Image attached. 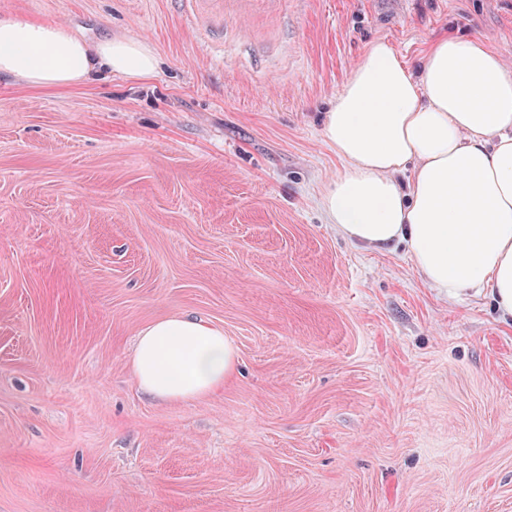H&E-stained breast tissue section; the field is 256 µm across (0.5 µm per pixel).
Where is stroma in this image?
I'll use <instances>...</instances> for the list:
<instances>
[{"instance_id": "obj_1", "label": "stroma", "mask_w": 512, "mask_h": 512, "mask_svg": "<svg viewBox=\"0 0 512 512\" xmlns=\"http://www.w3.org/2000/svg\"><path fill=\"white\" fill-rule=\"evenodd\" d=\"M148 43L156 74L0 75V512H512V325L321 196L320 114L369 45L408 67L512 0H0ZM186 314L239 363L160 402L135 339Z\"/></svg>"}]
</instances>
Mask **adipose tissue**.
Instances as JSON below:
<instances>
[{
  "label": "adipose tissue",
  "mask_w": 512,
  "mask_h": 512,
  "mask_svg": "<svg viewBox=\"0 0 512 512\" xmlns=\"http://www.w3.org/2000/svg\"><path fill=\"white\" fill-rule=\"evenodd\" d=\"M157 66L132 38L90 44L59 23L0 18V73L31 86L75 84L99 68L147 79ZM322 135L345 163L322 195L340 235L401 245L438 295L490 296L512 321V66L498 51L450 36L412 70L377 41L324 112ZM236 364L221 328L179 315L142 329L132 357L140 390L161 401L222 390Z\"/></svg>",
  "instance_id": "ef3b65f1"
}]
</instances>
